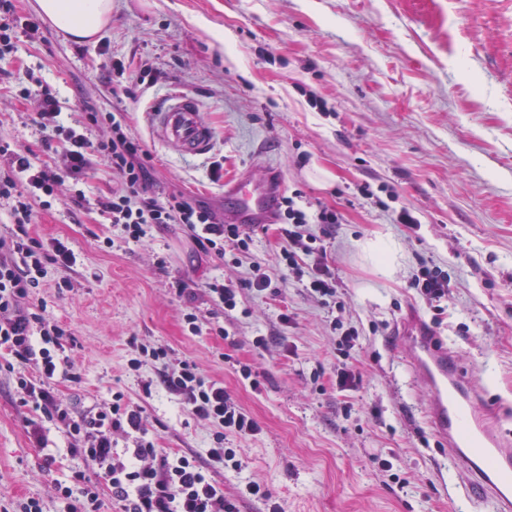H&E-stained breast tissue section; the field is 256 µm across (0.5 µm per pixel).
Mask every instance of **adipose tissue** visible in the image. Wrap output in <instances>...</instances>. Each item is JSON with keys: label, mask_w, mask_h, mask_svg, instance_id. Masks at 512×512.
Masks as SVG:
<instances>
[{"label": "adipose tissue", "mask_w": 512, "mask_h": 512, "mask_svg": "<svg viewBox=\"0 0 512 512\" xmlns=\"http://www.w3.org/2000/svg\"><path fill=\"white\" fill-rule=\"evenodd\" d=\"M36 9L78 42L96 37L112 19V0H36Z\"/></svg>", "instance_id": "obj_1"}]
</instances>
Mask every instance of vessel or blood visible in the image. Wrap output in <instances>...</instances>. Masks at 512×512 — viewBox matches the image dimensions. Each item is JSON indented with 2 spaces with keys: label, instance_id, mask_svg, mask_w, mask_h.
<instances>
[{
  "label": "vessel or blood",
  "instance_id": "vessel-or-blood-1",
  "mask_svg": "<svg viewBox=\"0 0 512 512\" xmlns=\"http://www.w3.org/2000/svg\"><path fill=\"white\" fill-rule=\"evenodd\" d=\"M151 122L161 140L183 156L204 154L213 137L198 100L186 93L156 106ZM280 193V183L258 187L236 177L224 185L225 217L238 224L271 223ZM398 336L416 376L433 396L429 425L467 477L463 506L479 503L488 512H512V438L501 433L495 408L482 405V383L463 369L457 354L417 312L408 313Z\"/></svg>",
  "mask_w": 512,
  "mask_h": 512
}]
</instances>
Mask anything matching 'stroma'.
Instances as JSON below:
<instances>
[{"instance_id":"1","label":"stroma","mask_w":512,"mask_h":512,"mask_svg":"<svg viewBox=\"0 0 512 512\" xmlns=\"http://www.w3.org/2000/svg\"><path fill=\"white\" fill-rule=\"evenodd\" d=\"M15 5L0 49V144L61 162V142L42 144L22 97L46 89L68 127L84 128L86 105L121 112L152 155L159 195L181 193L220 214L225 180L260 181L268 164L303 205L343 216L329 243L337 298L323 302L292 278L274 295L248 287L252 263L276 264L272 229L232 264L198 252L178 225L126 242L121 226L77 207L66 190L37 209L30 236L67 240L77 256L69 270L47 265L27 300L66 331L77 379L55 387L73 411L123 393L145 407L157 447L206 457L214 428L163 386L148 398L140 390L161 363L128 365L136 345L161 346L223 382L261 428L227 440L244 468L214 471L226 494L255 480L285 512H458L465 476L427 422L430 394L394 331L416 309L485 385L512 433V0H112V21L92 42L41 21L34 0ZM116 58L125 74L113 71ZM144 68L154 83H137ZM172 92L198 97L214 132L208 154L184 157L157 138L150 113ZM215 161L224 165L219 181L210 177ZM403 208L415 224L395 223ZM377 238L396 247L386 276L365 249ZM424 263L451 281L443 313L410 286ZM214 277L242 285L233 314L172 293L175 282L196 292ZM189 308L195 334L183 324ZM336 319L359 331L350 360L362 379L345 391L336 387ZM259 336L267 348L255 346ZM243 364L259 389L240 378ZM34 417L15 374L0 366V504L35 497L43 512H60L55 483L75 471L95 478L96 467L72 455L53 424L55 460L45 463L28 434Z\"/></svg>"}]
</instances>
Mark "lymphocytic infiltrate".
<instances>
[{
  "label": "lymphocytic infiltrate",
  "instance_id": "obj_1",
  "mask_svg": "<svg viewBox=\"0 0 512 512\" xmlns=\"http://www.w3.org/2000/svg\"><path fill=\"white\" fill-rule=\"evenodd\" d=\"M84 119L88 126L103 129V137L93 141L69 129L58 166L32 162L31 150L0 145V157H6L8 167L0 176V200L10 201L15 226L5 244L9 256L0 260V353L11 355L19 364L16 384L22 403L59 424L74 441L73 453L98 467L97 481L77 472L68 482L57 483L66 512H101L100 495L105 489L120 512H239L242 496L260 501L266 512H284L260 482H247L235 498L226 495L223 484L212 478L214 469L237 472L242 468L236 449L225 447V439L253 438L260 427L223 383L202 376L194 361L177 360L159 380L142 381L141 391L148 397L155 384H163L191 415L216 427L215 446L209 449L205 464L195 454L157 448L145 408L125 402L122 394H114L109 406L78 414L56 391V377L69 373V362L60 355L64 331L49 324L42 314L25 309L22 302L31 289L39 287L46 264L69 269L76 255L65 240L44 243L30 237L34 202L56 198L66 187L75 204L85 206L82 183L98 155L106 160L119 186L110 196L99 198L97 205L110 223L122 226L126 239L141 241L152 224H178L186 228L199 251L223 260L230 254L249 253L255 234L253 225L222 223L205 203L180 194L157 196L150 179L151 155L129 132L121 114L88 106ZM342 220L336 210L311 212L299 204L297 196L283 197L275 216L281 241L280 274L272 276L261 264H254L249 287L262 292L291 277L312 297L323 301L335 297L338 283L327 247L309 227ZM117 433L134 437V446L117 451L113 439Z\"/></svg>",
  "mask_w": 512,
  "mask_h": 512
}]
</instances>
